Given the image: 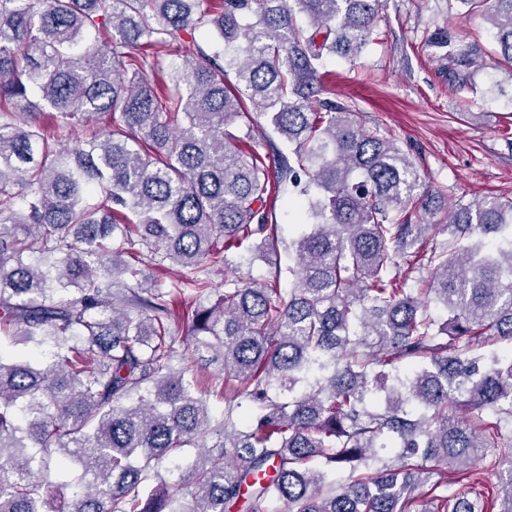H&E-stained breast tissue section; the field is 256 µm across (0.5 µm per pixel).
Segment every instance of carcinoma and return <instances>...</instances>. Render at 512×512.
<instances>
[{
	"label": "carcinoma",
	"mask_w": 512,
	"mask_h": 512,
	"mask_svg": "<svg viewBox=\"0 0 512 512\" xmlns=\"http://www.w3.org/2000/svg\"><path fill=\"white\" fill-rule=\"evenodd\" d=\"M460 2L489 5L497 62L445 29L423 43L476 94L488 67L512 78V0ZM382 18L381 0H0V512H480L436 491L512 454V197L429 220L409 151L322 97L324 59L357 60ZM205 25L224 50L183 46ZM172 45L195 59L158 91L144 49ZM229 69L288 144L271 166L225 130L248 117ZM47 109L109 127L63 148ZM286 184L304 201L290 288L276 268L210 303L230 251L283 243ZM145 251L169 287H143ZM176 324L221 365L224 411Z\"/></svg>",
	"instance_id": "obj_1"
}]
</instances>
